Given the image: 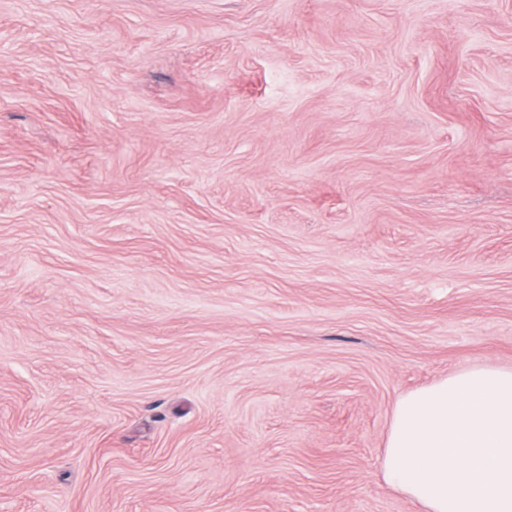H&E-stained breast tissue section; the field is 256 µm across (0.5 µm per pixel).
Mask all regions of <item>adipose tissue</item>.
<instances>
[{
  "instance_id": "adipose-tissue-1",
  "label": "adipose tissue",
  "mask_w": 512,
  "mask_h": 512,
  "mask_svg": "<svg viewBox=\"0 0 512 512\" xmlns=\"http://www.w3.org/2000/svg\"><path fill=\"white\" fill-rule=\"evenodd\" d=\"M380 470L426 512H512V368L473 366L401 396Z\"/></svg>"
}]
</instances>
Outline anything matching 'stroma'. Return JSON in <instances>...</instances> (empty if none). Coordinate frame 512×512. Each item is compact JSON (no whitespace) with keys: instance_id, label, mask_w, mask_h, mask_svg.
Here are the masks:
<instances>
[{"instance_id":"1","label":"stroma","mask_w":512,"mask_h":512,"mask_svg":"<svg viewBox=\"0 0 512 512\" xmlns=\"http://www.w3.org/2000/svg\"><path fill=\"white\" fill-rule=\"evenodd\" d=\"M512 367V0H0V512H423L396 400Z\"/></svg>"}]
</instances>
